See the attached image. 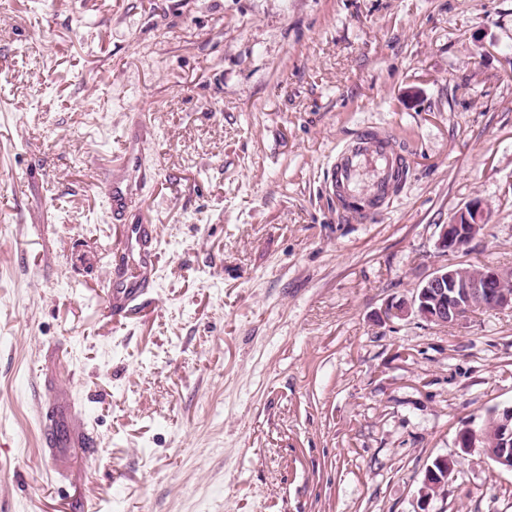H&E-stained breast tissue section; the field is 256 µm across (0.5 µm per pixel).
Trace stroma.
Segmentation results:
<instances>
[{"mask_svg": "<svg viewBox=\"0 0 512 512\" xmlns=\"http://www.w3.org/2000/svg\"><path fill=\"white\" fill-rule=\"evenodd\" d=\"M365 126L404 170L360 224L329 172ZM475 200L446 259L512 268V0H0V512H512L457 443L512 406V312L380 317ZM487 213L480 201L466 206L449 224L441 227L437 240V249L442 256L450 253H462L483 231ZM143 274L132 279H116L108 290V303L114 316H121L129 311L132 304L138 299ZM433 462L438 466V469L433 465L427 467L423 486L419 490L420 500L424 504H429L432 498L437 496L431 494L429 488L437 489L439 486L445 484V481L448 479L453 469V464L449 462L447 458L440 457Z\"/></svg>", "mask_w": 512, "mask_h": 512, "instance_id": "obj_1", "label": "stroma"}]
</instances>
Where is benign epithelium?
I'll list each match as a JSON object with an SVG mask.
<instances>
[{
	"mask_svg": "<svg viewBox=\"0 0 512 512\" xmlns=\"http://www.w3.org/2000/svg\"><path fill=\"white\" fill-rule=\"evenodd\" d=\"M487 213L479 201L466 206L448 224L441 227L437 240L439 254L462 253L483 231ZM512 311V269L489 263L441 264L422 280L409 300L393 302L384 309L383 319L404 320L411 316L439 327H456L477 312ZM460 447L482 448L496 464L512 471V406L492 412L478 428L471 426L459 432ZM453 464L437 458L427 467L419 490L424 504L433 498L430 489L445 484Z\"/></svg>",
	"mask_w": 512,
	"mask_h": 512,
	"instance_id": "7a95c632",
	"label": "benign epithelium"
}]
</instances>
